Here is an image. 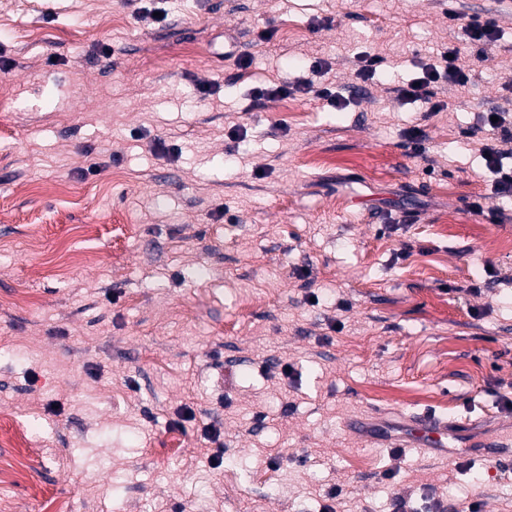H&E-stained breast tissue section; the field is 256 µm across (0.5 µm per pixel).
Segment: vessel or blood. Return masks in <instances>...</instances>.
<instances>
[{
  "mask_svg": "<svg viewBox=\"0 0 512 512\" xmlns=\"http://www.w3.org/2000/svg\"><path fill=\"white\" fill-rule=\"evenodd\" d=\"M352 433L389 449L418 448L439 457L457 450L463 456H486L512 465V436L474 441L461 439L457 420L433 412L397 415L391 419L356 417L348 421Z\"/></svg>",
  "mask_w": 512,
  "mask_h": 512,
  "instance_id": "1",
  "label": "vessel or blood"
}]
</instances>
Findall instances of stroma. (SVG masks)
I'll use <instances>...</instances> for the list:
<instances>
[{
	"label": "stroma",
	"instance_id": "1",
	"mask_svg": "<svg viewBox=\"0 0 512 512\" xmlns=\"http://www.w3.org/2000/svg\"><path fill=\"white\" fill-rule=\"evenodd\" d=\"M105 2L0 0V512H512L495 460L346 427L512 431V202L477 127L512 100V6ZM451 10L499 39L431 114L393 87L469 53ZM319 60L343 110L255 97ZM346 425L352 433L384 448H419L438 457L448 454L486 456L512 465V436L484 441L461 440L459 436L463 433L459 422L434 412L400 414L393 419L355 417ZM451 445L458 448H449Z\"/></svg>",
	"mask_w": 512,
	"mask_h": 512
}]
</instances>
